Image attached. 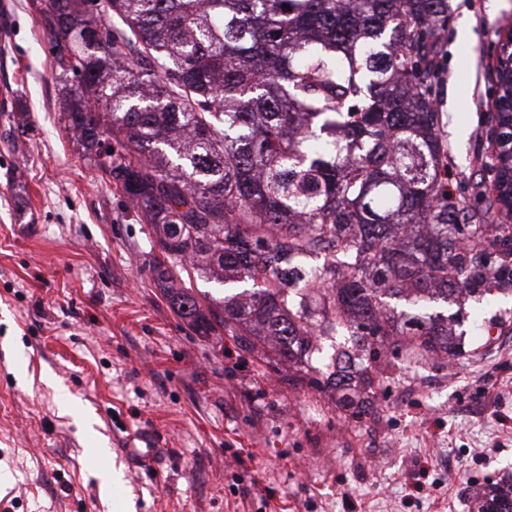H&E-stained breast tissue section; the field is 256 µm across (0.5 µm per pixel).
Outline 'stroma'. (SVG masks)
<instances>
[{"instance_id": "35a3bbf8", "label": "stroma", "mask_w": 512, "mask_h": 512, "mask_svg": "<svg viewBox=\"0 0 512 512\" xmlns=\"http://www.w3.org/2000/svg\"><path fill=\"white\" fill-rule=\"evenodd\" d=\"M439 89L448 164L475 196L490 57L512 0H454ZM0 512H476L512 477V292L462 309L463 357H390L382 404L328 392L223 333L151 274L156 235L65 129L68 92L31 0H0ZM152 431L155 471L128 436ZM429 472H422V464Z\"/></svg>"}]
</instances>
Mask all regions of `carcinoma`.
<instances>
[{"label": "carcinoma", "instance_id": "1", "mask_svg": "<svg viewBox=\"0 0 512 512\" xmlns=\"http://www.w3.org/2000/svg\"><path fill=\"white\" fill-rule=\"evenodd\" d=\"M289 8H283V5ZM66 128L161 231L154 280L300 383L367 392L385 353L459 351L432 312L512 289V224L450 190L437 90L452 0H33ZM118 22L109 24L108 19ZM480 187L512 192V113ZM310 257L319 263L310 266ZM246 288L204 309L181 272ZM388 299L404 310L388 316ZM344 336L323 379L309 359Z\"/></svg>", "mask_w": 512, "mask_h": 512}]
</instances>
